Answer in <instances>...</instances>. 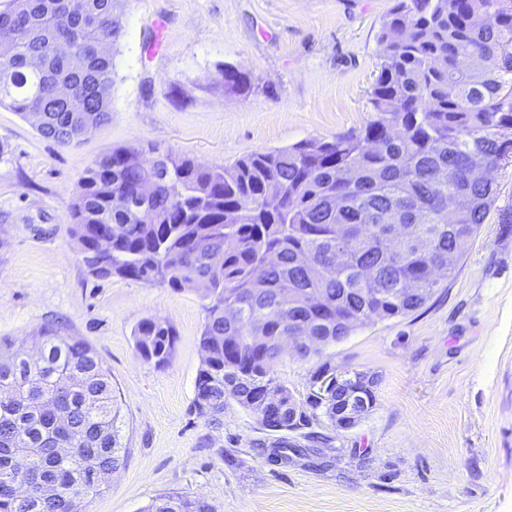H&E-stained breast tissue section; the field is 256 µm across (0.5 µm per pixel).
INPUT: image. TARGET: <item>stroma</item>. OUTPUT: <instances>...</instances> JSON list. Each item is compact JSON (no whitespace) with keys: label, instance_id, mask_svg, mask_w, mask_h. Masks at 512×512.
I'll use <instances>...</instances> for the list:
<instances>
[{"label":"stroma","instance_id":"stroma-1","mask_svg":"<svg viewBox=\"0 0 512 512\" xmlns=\"http://www.w3.org/2000/svg\"><path fill=\"white\" fill-rule=\"evenodd\" d=\"M394 0H119L111 118L81 143L44 139L0 107V336L20 351L52 326L86 341L122 397L127 455L74 512H142L177 491L216 512H512V163L448 288L404 317L358 328L322 356L284 346L274 377L305 400L323 362L378 379L355 428L323 427L320 466L261 454L274 433L234 400L222 426L193 408L206 312L181 290L99 278L82 261L70 207L91 162L156 146L219 167L249 153L355 132L370 119L378 34ZM253 87L225 90L222 70ZM175 331L163 366L134 330Z\"/></svg>","mask_w":512,"mask_h":512}]
</instances>
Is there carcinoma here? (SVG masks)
Listing matches in <instances>:
<instances>
[{
	"instance_id": "carcinoma-1",
	"label": "carcinoma",
	"mask_w": 512,
	"mask_h": 512,
	"mask_svg": "<svg viewBox=\"0 0 512 512\" xmlns=\"http://www.w3.org/2000/svg\"><path fill=\"white\" fill-rule=\"evenodd\" d=\"M0 106L60 145L79 143L111 118L114 56L124 36L116 0H11L0 11ZM69 43L80 67L55 55ZM379 74L369 94L372 119L358 132L286 149L253 152L222 168L153 147L120 146L86 169L71 208L72 234L89 247L107 224L112 251L84 260L100 278L118 276L180 289L205 301L203 353L194 411L221 424L233 399L272 431L336 428V397L275 419L255 400L275 384L284 338H315L299 357L320 356L370 322L425 307L454 277L495 202L478 157L497 169L512 160V0H395L378 35ZM72 86L81 105L55 96ZM224 88L251 81L224 66ZM152 195L137 196L144 182ZM146 361L169 362L176 332L147 318L134 332ZM44 361L32 366L0 337V512H72L123 465L118 391L84 340L46 327ZM71 449L63 460L55 448ZM305 449L283 436L270 448L286 463ZM26 483L32 503L13 493ZM144 512H214L200 498L164 492Z\"/></svg>"
}]
</instances>
